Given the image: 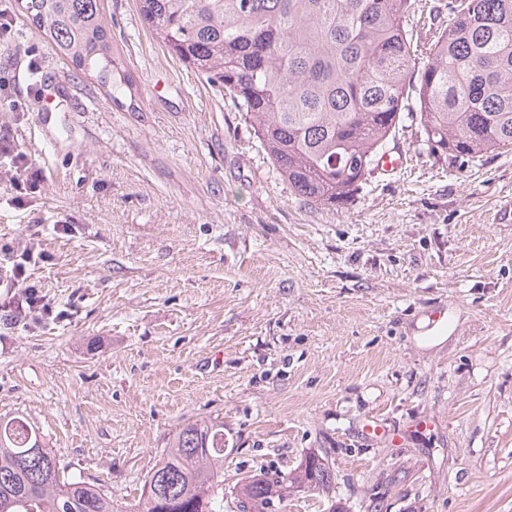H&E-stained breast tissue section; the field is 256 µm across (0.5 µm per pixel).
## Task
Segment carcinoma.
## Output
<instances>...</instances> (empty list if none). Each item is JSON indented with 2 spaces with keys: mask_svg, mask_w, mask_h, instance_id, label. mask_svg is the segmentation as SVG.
Masks as SVG:
<instances>
[{
  "mask_svg": "<svg viewBox=\"0 0 512 512\" xmlns=\"http://www.w3.org/2000/svg\"><path fill=\"white\" fill-rule=\"evenodd\" d=\"M415 0H138L153 39L224 93L295 194L344 207L404 115L433 157L461 166L512 150V0H448V26L408 29ZM61 57L112 83L102 0H25ZM328 460L241 478L273 512L288 490L328 493ZM0 512H117L99 484L62 477L19 418L0 422ZM129 512H224V422L176 430Z\"/></svg>",
  "mask_w": 512,
  "mask_h": 512,
  "instance_id": "obj_1",
  "label": "carcinoma"
}]
</instances>
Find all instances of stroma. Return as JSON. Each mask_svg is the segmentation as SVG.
I'll use <instances>...</instances> for the list:
<instances>
[{
    "instance_id": "35a3bbf8",
    "label": "stroma",
    "mask_w": 512,
    "mask_h": 512,
    "mask_svg": "<svg viewBox=\"0 0 512 512\" xmlns=\"http://www.w3.org/2000/svg\"><path fill=\"white\" fill-rule=\"evenodd\" d=\"M0 263L52 313L0 311V420L24 416L118 512L175 429L224 423V512L242 477L333 467L276 512H512V151L458 166L416 125L339 209L308 204L230 101L103 0L111 85L74 70L7 0ZM448 310V333L424 331ZM390 429L365 431L368 419ZM2 156H13L15 161V158L20 156V152H18L16 147L11 146L10 144L1 143L0 157ZM27 170V166L18 165L16 161L12 165V169H10L9 180L16 192L21 193L22 191L26 190L27 187L30 188L31 182L29 183Z\"/></svg>"
}]
</instances>
